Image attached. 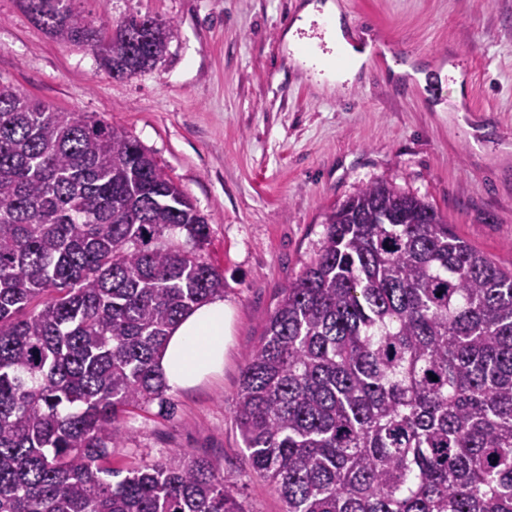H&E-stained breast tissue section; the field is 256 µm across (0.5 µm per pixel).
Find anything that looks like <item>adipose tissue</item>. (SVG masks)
I'll list each match as a JSON object with an SVG mask.
<instances>
[{
  "label": "adipose tissue",
  "instance_id": "1",
  "mask_svg": "<svg viewBox=\"0 0 512 512\" xmlns=\"http://www.w3.org/2000/svg\"><path fill=\"white\" fill-rule=\"evenodd\" d=\"M331 21L327 42L333 54L344 58V70L324 65L319 77V91H334L345 83H353L370 56L369 48L346 40L340 11L335 0H307L285 34L287 46H295L299 30L319 18ZM230 341L229 311L222 299L201 305L173 328L165 348L157 357L169 388L186 389L198 385L206 377L224 368V351Z\"/></svg>",
  "mask_w": 512,
  "mask_h": 512
}]
</instances>
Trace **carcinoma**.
I'll return each instance as SVG.
<instances>
[{"label":"carcinoma","instance_id":"obj_1","mask_svg":"<svg viewBox=\"0 0 512 512\" xmlns=\"http://www.w3.org/2000/svg\"><path fill=\"white\" fill-rule=\"evenodd\" d=\"M27 2L115 78L177 35ZM208 234L122 130L0 84V512H247L186 452L111 481L128 414L173 413L170 330L224 293ZM233 414L284 512H512V272L424 200L360 188L283 290Z\"/></svg>","mask_w":512,"mask_h":512}]
</instances>
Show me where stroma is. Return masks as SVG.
Segmentation results:
<instances>
[{
	"label": "stroma",
	"mask_w": 512,
	"mask_h": 512,
	"mask_svg": "<svg viewBox=\"0 0 512 512\" xmlns=\"http://www.w3.org/2000/svg\"><path fill=\"white\" fill-rule=\"evenodd\" d=\"M303 0H74L116 24H175L150 69L113 78L23 0H0V83L122 128L209 224L232 341L224 371L130 413L122 468L186 451L219 463L247 512H284L250 467L233 420L241 370L281 293L313 262L328 212L375 181L416 195L512 271V0H335L348 41L374 50L347 90L318 93L286 63L283 33ZM425 68L424 80L393 71Z\"/></svg>",
	"instance_id": "obj_1"
}]
</instances>
